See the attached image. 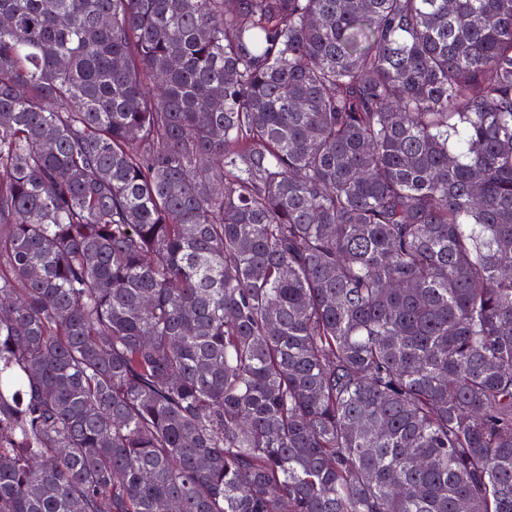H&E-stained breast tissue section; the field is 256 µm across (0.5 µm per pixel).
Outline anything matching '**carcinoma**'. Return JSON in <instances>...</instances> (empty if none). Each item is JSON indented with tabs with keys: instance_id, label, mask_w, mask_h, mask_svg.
<instances>
[{
	"instance_id": "obj_1",
	"label": "carcinoma",
	"mask_w": 512,
	"mask_h": 512,
	"mask_svg": "<svg viewBox=\"0 0 512 512\" xmlns=\"http://www.w3.org/2000/svg\"><path fill=\"white\" fill-rule=\"evenodd\" d=\"M0 512H512V0H0Z\"/></svg>"
}]
</instances>
